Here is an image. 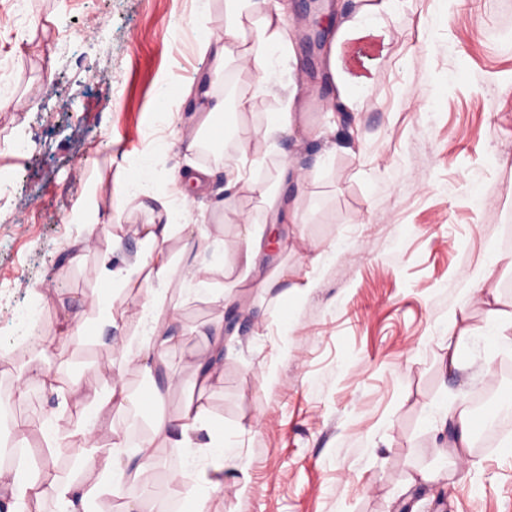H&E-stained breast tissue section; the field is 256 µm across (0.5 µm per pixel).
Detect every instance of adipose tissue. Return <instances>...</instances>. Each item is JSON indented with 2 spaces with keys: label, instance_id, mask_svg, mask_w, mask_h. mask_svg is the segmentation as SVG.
Returning <instances> with one entry per match:
<instances>
[{
  "label": "adipose tissue",
  "instance_id": "1",
  "mask_svg": "<svg viewBox=\"0 0 512 512\" xmlns=\"http://www.w3.org/2000/svg\"><path fill=\"white\" fill-rule=\"evenodd\" d=\"M394 0H372L363 6L354 19L341 25L330 46L331 71L338 76V89L342 98L359 100L373 83V60L355 55V48L367 42L384 40L383 16L390 13ZM227 20L224 25V44L212 48L211 37L201 40L202 49L211 50L214 73L220 74L231 65L253 74L256 88L268 90V75L274 58L286 57L291 41L282 13L264 9L260 0H224ZM199 100L196 121L198 128L187 135V150L194 151L200 145L202 133H216L222 127L224 100L206 86H198ZM258 194L265 206L269 224L301 223L297 208L276 192L238 168L230 169L226 177L225 191L236 195L240 191ZM136 234L140 238L142 252L136 255L130 268L113 267L111 255L117 248L118 239L105 244V259L98 271L100 280L111 283L113 289L126 292L137 299L134 311L114 310L106 293L96 290L87 299L90 308L99 313V322L112 326L116 323H134L142 339L132 344L130 339H117L115 348L122 356L136 355L137 359H157L159 350L177 347L180 335L172 328L176 319L166 305L167 290L172 282L173 254L170 242L183 239L188 246H202L209 240L205 224L183 222L180 211L166 209L164 222L148 220L139 225ZM127 398L122 381H114L106 395L86 394L67 396L55 424L42 434L39 448H25L17 463L0 464V496L11 501L10 512H28L31 502L54 499L59 512H90L91 505L100 497L115 493L127 481H144L155 469L154 451L151 444L137 448L138 463L130 464L117 454L100 453L95 441V427L91 418L107 407L123 406ZM82 417L83 425L69 427L72 416ZM69 427L72 454L76 461L95 463L97 479L79 483L63 478L51 470L49 463L61 448L58 430ZM154 436L174 438L177 447L189 449L187 463L178 475L170 479L171 496L181 501L186 512H210L211 493L224 483V469L231 465L234 455L224 444V436L210 418L204 405L188 403L176 419L157 417L152 424Z\"/></svg>",
  "mask_w": 512,
  "mask_h": 512
}]
</instances>
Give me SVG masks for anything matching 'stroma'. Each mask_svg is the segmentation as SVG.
Masks as SVG:
<instances>
[{"label": "stroma", "instance_id": "stroma-1", "mask_svg": "<svg viewBox=\"0 0 512 512\" xmlns=\"http://www.w3.org/2000/svg\"><path fill=\"white\" fill-rule=\"evenodd\" d=\"M22 27L13 0H0V361L32 334L55 352L41 363L64 390L89 388L99 366L124 375L126 404L102 414L103 452L130 458L135 431L156 415L176 417L202 396L239 457L225 469L211 512H512V429L494 447L459 448L448 411L487 394L474 410L487 423L512 395V346L486 335L512 312V0H397L385 19L366 99L342 103L327 53L310 56L290 0L292 53L278 60L269 93L236 72L233 88L211 72L197 40L224 33V0H25ZM232 100L252 95L237 125L263 130L269 113L294 98L295 135L257 141L254 176L297 199L301 223L281 227L282 243L262 259L239 298L222 307L190 290L183 263L241 270L244 227L214 213L226 198L225 154L185 155L171 131L151 137L159 100L189 116L199 84ZM236 125V126H237ZM335 143L328 151L327 143ZM211 170L205 192L186 206L214 239L181 256L168 305L181 345L142 373L111 350L133 325L75 341L65 316L94 323L81 304L102 288L101 255L83 248L89 183L125 234L114 261L141 245L131 228L149 204L175 200L173 178L188 163ZM303 175L282 179V168ZM302 289L282 302L263 287L273 268ZM234 317L222 372L206 390L192 358L209 351L211 323ZM463 332V366L447 367L448 329ZM61 397L29 384L19 417L46 428ZM152 489L124 483L112 501L143 512H180L167 481L186 449L155 439Z\"/></svg>", "mask_w": 512, "mask_h": 512}]
</instances>
